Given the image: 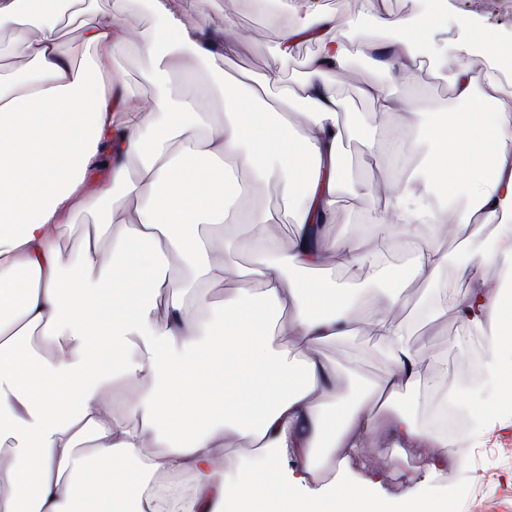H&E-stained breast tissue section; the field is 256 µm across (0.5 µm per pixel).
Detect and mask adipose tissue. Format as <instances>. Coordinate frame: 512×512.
<instances>
[{"instance_id": "1", "label": "adipose tissue", "mask_w": 512, "mask_h": 512, "mask_svg": "<svg viewBox=\"0 0 512 512\" xmlns=\"http://www.w3.org/2000/svg\"><path fill=\"white\" fill-rule=\"evenodd\" d=\"M37 2L0 0V31L29 60L0 78V512H390L372 483L345 478L368 437L387 434L378 455L391 467L413 443L463 456L469 434L428 430L398 408L432 359L389 310L408 275L422 277L439 297L431 317L454 313L485 337L490 382H512V38L473 27L446 38L448 0L420 18L359 0L375 28L395 31L382 44L319 0L299 18L283 0H252L279 31L275 58L316 48L299 85L268 100L234 70L248 41L232 14L207 33L184 0H149L162 35L136 40L120 15L137 0L97 12L88 0ZM70 12L92 15L76 45L63 32ZM130 47L150 102L116 67ZM426 47L455 66L449 101L414 112L365 83L376 112L401 116L384 136L345 111L334 77L353 50L381 53L402 83L421 80ZM218 59L226 73L208 108L172 92L171 76ZM351 141L377 166L423 152L397 179L367 183L351 174ZM259 186L288 205L287 249L267 237ZM346 197L369 199L378 249L331 232ZM84 212L97 220L74 235ZM241 214L255 229L251 282L225 263ZM461 226L474 278L462 295L443 277V241ZM391 249L407 253V270L385 266ZM333 259L352 276L371 268L381 289L302 279ZM218 276L234 285L215 302L205 289ZM365 332L383 373L368 384L350 372L338 387L320 347ZM132 382L140 390L115 409L110 386ZM228 438L254 449L250 465Z\"/></svg>"}]
</instances>
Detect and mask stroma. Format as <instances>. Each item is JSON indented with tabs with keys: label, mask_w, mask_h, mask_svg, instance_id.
I'll return each mask as SVG.
<instances>
[{
	"label": "stroma",
	"mask_w": 512,
	"mask_h": 512,
	"mask_svg": "<svg viewBox=\"0 0 512 512\" xmlns=\"http://www.w3.org/2000/svg\"><path fill=\"white\" fill-rule=\"evenodd\" d=\"M233 12L241 30L254 46L239 52L236 63L239 70L249 73L259 81H268L270 93H277L280 83L294 84L305 72V62L314 53L310 44L300 45L293 57L283 64H276L273 50L278 40L277 28L268 26L256 15L250 0H211L206 17H198L194 10H187L191 23L208 29L221 27L225 12ZM472 21L498 33L512 31V0H448V33L456 35L459 21ZM424 88L414 99L415 111H432L436 101L450 96L452 67L440 61L428 64L423 71ZM390 85L387 69L373 68L367 57L351 58L340 72L338 81L342 97L349 111L361 113L369 126L383 130L397 123L398 115L375 112L371 103L358 92L367 80ZM365 205L361 200L346 198L336 209V229L348 231L366 249L377 248L378 242L370 233L363 215ZM406 293L407 305L392 309V318L410 323L412 339L424 347L440 362L448 364L452 372H460L470 361L473 349L469 346L453 347L449 336L455 335L459 324L455 316L430 320L421 313L429 295L422 278L410 277ZM374 339L360 336L350 343L329 342L321 347L324 359L334 364H345L348 356L357 359L356 372L366 380H375L382 367L376 356ZM512 400V387L503 386L498 391L482 390L462 398L461 403L471 413L477 414L473 422V446L463 462L430 464L426 449H407L400 469L385 468L372 450L385 441V434L368 439L354 472L369 477L377 490L393 507L412 505L433 497H447L448 512H512V416L499 413L501 403ZM415 475V483H407V475Z\"/></svg>",
	"instance_id": "1"
}]
</instances>
